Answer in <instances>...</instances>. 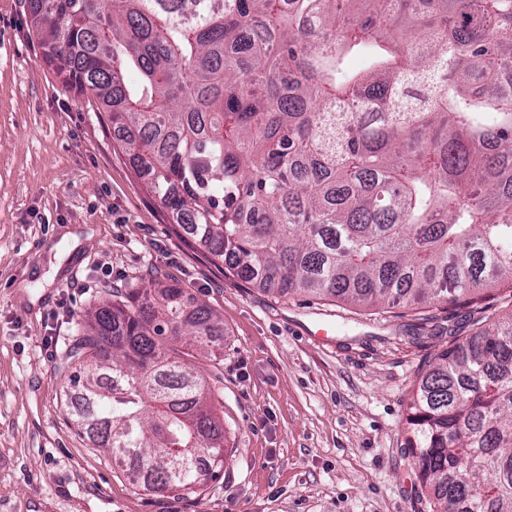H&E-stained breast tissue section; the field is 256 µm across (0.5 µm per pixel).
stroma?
<instances>
[{"label":"stroma","instance_id":"stroma-1","mask_svg":"<svg viewBox=\"0 0 512 512\" xmlns=\"http://www.w3.org/2000/svg\"><path fill=\"white\" fill-rule=\"evenodd\" d=\"M175 279L224 323L209 384L231 456L203 487L136 488L75 427L63 388L78 323L107 285ZM374 312L279 298L216 266L117 149L92 97L44 61L24 0H0V512H428L406 446L420 373L492 324V286Z\"/></svg>","mask_w":512,"mask_h":512}]
</instances>
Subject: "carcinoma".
<instances>
[{
  "label": "carcinoma",
  "instance_id": "obj_1",
  "mask_svg": "<svg viewBox=\"0 0 512 512\" xmlns=\"http://www.w3.org/2000/svg\"><path fill=\"white\" fill-rule=\"evenodd\" d=\"M26 6L174 223L253 287L365 309L512 289V0ZM222 335L164 274L86 315L73 420L146 491L224 469L198 359ZM408 425L431 512H512V313L438 354Z\"/></svg>",
  "mask_w": 512,
  "mask_h": 512
}]
</instances>
